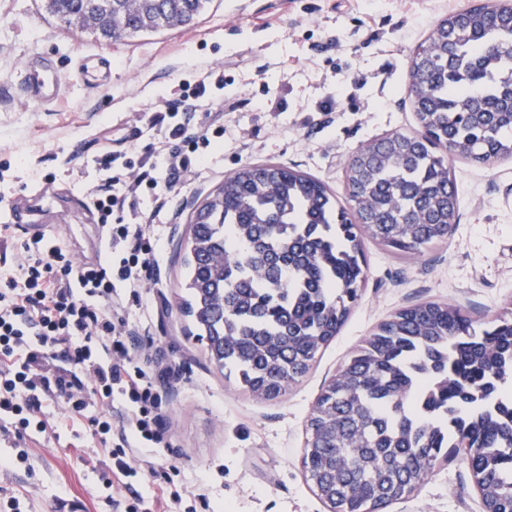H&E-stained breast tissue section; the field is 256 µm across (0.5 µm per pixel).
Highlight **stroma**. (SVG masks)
Returning <instances> with one entry per match:
<instances>
[{"mask_svg":"<svg viewBox=\"0 0 512 512\" xmlns=\"http://www.w3.org/2000/svg\"><path fill=\"white\" fill-rule=\"evenodd\" d=\"M478 0H207L192 26L112 44L58 26L43 0H0V223L4 204L40 188L42 221L61 226V240L84 261L98 255L97 234L59 202L88 200L100 174L92 157L104 145L141 143L142 111L177 97L181 79L223 75L224 147L209 153L190 181L173 182L167 207L137 209L163 246L158 273L139 300L120 292L114 304L140 333L132 360L149 354L164 387L168 445L152 457L158 475L177 473L204 494L211 512H328L301 465L308 415L322 388L375 327L395 310L448 302L475 318H512V159L450 167L459 191V222L447 243L416 258L390 255L365 242L361 298L313 367L275 401L252 398L226 377L188 330L180 310L192 212L242 165L271 162L322 181L347 203L346 164L363 143L417 128L398 87L414 48L439 18ZM112 58V73L92 89L75 76L85 54ZM50 59L63 75L53 106L26 100L25 63ZM335 94L336 109L320 101ZM283 109L262 112L264 96ZM95 442L29 440V460L16 463L13 436L0 432V512H113L103 481L112 471L88 469ZM18 505H11L10 497ZM385 512H484L462 459L442 463L414 494Z\"/></svg>","mask_w":512,"mask_h":512,"instance_id":"stroma-1","label":"stroma"}]
</instances>
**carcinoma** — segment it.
I'll use <instances>...</instances> for the list:
<instances>
[{
  "mask_svg": "<svg viewBox=\"0 0 512 512\" xmlns=\"http://www.w3.org/2000/svg\"><path fill=\"white\" fill-rule=\"evenodd\" d=\"M105 39L176 29L204 0H45ZM418 130L347 161L348 207L294 168L246 164L194 212L183 314L211 362L273 400L340 332L365 280L363 241L416 257L459 218L448 158L512 156V9L441 18L410 56ZM512 319L424 302L393 312L311 410L302 467L330 512H383L463 455L485 512H512Z\"/></svg>",
  "mask_w": 512,
  "mask_h": 512,
  "instance_id": "cac0c4a2",
  "label": "carcinoma"
}]
</instances>
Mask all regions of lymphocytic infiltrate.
<instances>
[{"label": "lymphocytic infiltrate", "instance_id": "lymphocytic-infiltrate-1", "mask_svg": "<svg viewBox=\"0 0 512 512\" xmlns=\"http://www.w3.org/2000/svg\"><path fill=\"white\" fill-rule=\"evenodd\" d=\"M204 106H221L209 83L183 79L177 99L153 107L147 128L154 140L139 161L109 149L95 156L106 173L92 195L106 245L99 261L77 263L58 239H22L13 225H0V242L13 247L0 255V421L13 429L17 463L29 459L27 438L59 427L96 440L91 466L108 460L118 479L137 477L136 453L165 447L162 392L149 362H132L133 332L112 298L118 287H139L156 266L158 241L125 222V203L147 195L166 206L171 180L193 179L209 150L224 145L219 119L197 122ZM57 405L63 412L55 418Z\"/></svg>", "mask_w": 512, "mask_h": 512}]
</instances>
